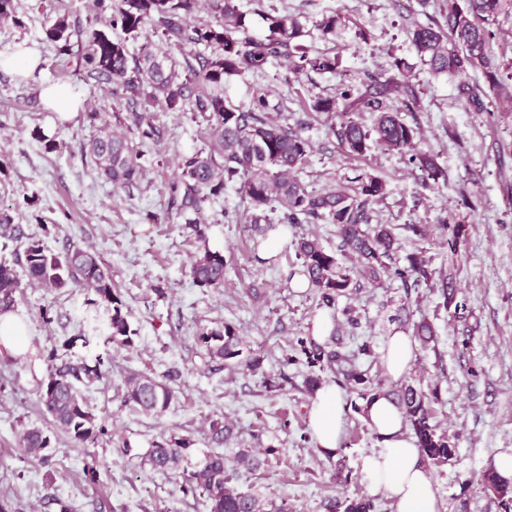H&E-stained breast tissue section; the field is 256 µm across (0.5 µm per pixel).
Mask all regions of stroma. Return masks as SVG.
Wrapping results in <instances>:
<instances>
[{"mask_svg": "<svg viewBox=\"0 0 512 512\" xmlns=\"http://www.w3.org/2000/svg\"><path fill=\"white\" fill-rule=\"evenodd\" d=\"M438 0L412 11L396 10L391 0H240L247 13L277 9L297 17L309 33L303 41L314 50L339 55L353 82L388 69L392 56L405 58L417 83L422 108L405 113L419 127L426 151L448 171L447 182L425 188L421 172L400 154L370 146L364 157L345 158L329 127L330 117L306 112L305 106L333 94L339 82L331 74L297 76L278 62L261 74L233 78L231 93L242 100L249 87L267 88L282 99L281 124H308L311 152L300 171L302 183L319 188L346 181L356 171L385 179L387 194L376 207L378 220L395 225L399 257L420 253L436 271L455 268L453 285L459 310L444 309L440 289L407 287L383 278L375 285L359 279L352 295L340 298L337 335L344 341L371 339L382 348L389 318L407 307L414 319L431 322L435 347L418 349L406 378L424 391H437L433 405L440 430L454 435L456 453L448 465L430 469L441 512H502L498 499L481 484L491 457L512 448V112L495 114L466 110L453 84L433 76L406 42L403 30L429 23ZM91 0H17L14 19L0 22V50L22 44L39 51L41 70L24 77L0 70V209L21 224V240L0 245V261L14 260L27 238L41 239L48 250L64 253L72 246L98 252L119 288L135 342L132 347L107 341L109 314L91 305L86 292L53 294L26 287L15 314L25 324L19 355L0 356V503L7 512H57L52 496L73 503L75 512H206L192 497L174 494L172 478L144 465L142 456L161 434L188 435L194 457L210 452L211 419L226 417L235 436L223 448L233 459L241 448H268L272 454L239 485L263 497L287 499L294 512H323L329 493L362 495L365 457L378 447L376 435L361 414L346 409L341 446L326 453L309 433L310 396L304 387L308 369L281 365L279 359L293 338L309 333L317 313L311 291L292 287L302 268L293 248L272 261L261 257V238L249 229L254 209L237 188L206 203V241L186 229L173 205L168 185L177 174L179 156L201 145L206 130L189 115L155 107L160 145H140L145 176L137 186H115L102 178L82 143L106 132H126L129 113L112 86L79 73L75 57L59 54L46 40L45 25L66 17L85 25ZM341 18L336 38L322 39L312 28L322 14ZM370 34L361 42L359 30ZM82 91L81 111L59 119L41 98L43 86ZM98 113L89 121L87 113ZM470 192L473 207L459 206L460 190ZM157 222H148V215ZM462 222L465 234L449 247L439 224ZM425 224L428 237L409 227ZM224 254L228 261L224 286H195L190 262L203 249ZM350 308L356 325L342 313ZM224 323L235 326L259 369L212 362L197 343L199 329ZM84 334L68 355L72 360L111 361L107 378L84 389L89 407L107 432L84 447L58 431L44 415L38 384L48 359L65 339ZM176 372L175 399L159 415L131 411L123 402V380L131 373L162 379ZM284 374L282 388L269 389L267 376ZM42 427L52 438V457L41 462L18 444L27 427ZM97 463L98 483L85 482L83 468ZM352 471L355 483L336 482L338 470Z\"/></svg>", "mask_w": 512, "mask_h": 512, "instance_id": "35a3bbf8", "label": "stroma"}]
</instances>
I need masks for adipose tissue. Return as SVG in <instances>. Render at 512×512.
Here are the masks:
<instances>
[{
  "mask_svg": "<svg viewBox=\"0 0 512 512\" xmlns=\"http://www.w3.org/2000/svg\"><path fill=\"white\" fill-rule=\"evenodd\" d=\"M416 358L409 334L395 328L383 346V359L393 377L407 373ZM343 399L332 385H323L310 400L309 423L317 445L329 452L341 444ZM364 419L377 435L379 447L363 462L370 495L392 500L395 512H439L432 480L425 469L415 439L409 435L402 411L386 396L369 401Z\"/></svg>",
  "mask_w": 512,
  "mask_h": 512,
  "instance_id": "ef3b65f1",
  "label": "adipose tissue"
}]
</instances>
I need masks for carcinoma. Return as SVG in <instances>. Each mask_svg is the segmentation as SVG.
<instances>
[{"instance_id": "cac0c4a2", "label": "carcinoma", "mask_w": 512, "mask_h": 512, "mask_svg": "<svg viewBox=\"0 0 512 512\" xmlns=\"http://www.w3.org/2000/svg\"><path fill=\"white\" fill-rule=\"evenodd\" d=\"M200 0H94V12L83 28L73 27L58 17L45 28L46 39L57 45L61 54L76 55L86 76L106 81L123 89L130 105L129 131L141 142L155 144L160 130L149 121V110L158 103L170 112H189L191 120L202 119L209 130L202 145L179 157L180 173L169 184V192L179 216L195 235L206 239L208 225L200 216L205 204L236 186L248 198L255 215L250 230L266 236L281 224L323 222L336 225L337 250H326L318 239L302 236L294 243L295 258L303 268L316 305L336 311L339 298L356 287L354 274L373 283L388 276L402 283L430 285L435 270L420 254H409L405 263L396 262L397 238L393 228L381 224L375 205L386 195V181L362 171L345 185L311 187L297 178L307 164L311 149L304 128L282 125L271 113L284 109L283 102L272 103L270 92L252 87L248 99L235 102L228 89L233 76L263 73L275 60L285 58L295 75L315 72L341 74L339 57L315 53L301 42L304 26L288 14L266 12L261 15L264 31L251 30L247 13L239 0H206L210 20L186 23V17L199 7ZM512 9V0H446L442 20L415 24L404 29L407 41L423 65L437 76L454 83L456 99L473 112L512 104V61L499 59L493 49L492 30L498 16ZM337 15H323L314 21L321 37L336 35ZM120 30L123 37L112 39L106 29ZM139 44L137 53L129 44ZM182 52L199 49L198 66L180 63L172 49ZM391 74L369 78L357 86L343 78L332 96L317 97L309 111L338 118L331 132L350 157H361L369 144L408 157L423 172L421 185L447 180V173L433 154L420 147L419 128L407 124L401 113L420 110L416 85L407 75L409 66L395 57ZM476 72L481 79L474 80ZM369 112L374 116L367 128L354 116ZM83 156L90 157L97 169L114 184L128 186L141 180L143 167L130 142L110 132L99 134L82 145ZM21 226L13 216L0 211V241H17ZM227 260L209 249L195 257L190 266L193 282L203 288L224 287ZM44 288L55 294L85 291L94 295L92 304L106 306L110 312L108 340L131 345L133 331L123 312L124 302L112 284V274L96 252L74 246L63 254L47 251L38 239H29L24 249L22 271L6 260L0 261V315L16 310L24 286ZM413 336L425 347L436 339L432 323L413 324ZM197 342L210 359L236 362L255 371L262 359H241L242 340L234 326L202 328ZM376 355L373 342L365 339L349 349L331 335L323 341L299 336L291 342V352L282 363H301L309 369L305 384L314 393L322 384L320 373L330 371L337 383L358 399L367 402L383 392L403 410L416 439V445L429 464L440 467L455 455L456 445L448 434L437 431L431 403L437 393H425L409 381L386 389L371 373ZM106 376L104 361L95 364L74 362L52 354L45 377L38 384L44 414L57 430L76 443H93L104 433V426L87 405L80 387ZM174 400V389L163 381L131 373L124 379V402L142 414H159ZM233 434V426L222 417L209 422L210 441L215 450L195 463L189 461L193 440L188 435H162L148 449L144 463L152 469L174 476L175 492L201 497L209 502L210 512H289L284 502L272 500L238 487L242 473L255 472L264 460L252 448L239 449L236 465L228 467L219 448ZM27 453L46 462L51 438L38 427L20 434ZM485 490L492 492L504 512H512V483L494 470L482 475ZM324 512H378L375 500L364 496H326Z\"/></svg>"}]
</instances>
